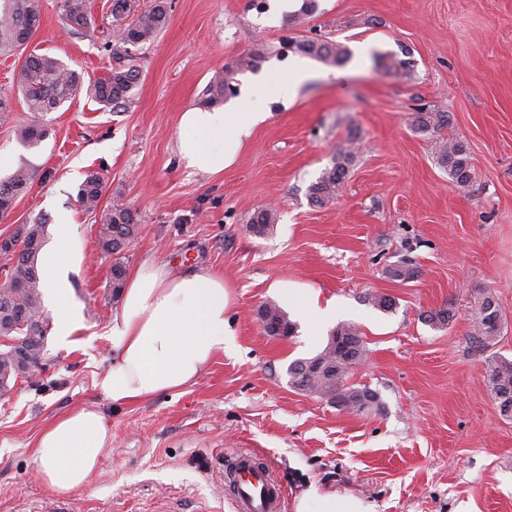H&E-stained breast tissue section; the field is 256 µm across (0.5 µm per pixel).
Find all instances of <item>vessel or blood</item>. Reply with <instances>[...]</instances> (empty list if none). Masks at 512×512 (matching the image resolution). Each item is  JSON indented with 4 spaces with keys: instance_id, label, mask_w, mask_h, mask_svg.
Listing matches in <instances>:
<instances>
[{
    "instance_id": "vessel-or-blood-1",
    "label": "vessel or blood",
    "mask_w": 512,
    "mask_h": 512,
    "mask_svg": "<svg viewBox=\"0 0 512 512\" xmlns=\"http://www.w3.org/2000/svg\"><path fill=\"white\" fill-rule=\"evenodd\" d=\"M227 485L237 512H280L281 490L271 470L253 453L241 450L235 454Z\"/></svg>"
}]
</instances>
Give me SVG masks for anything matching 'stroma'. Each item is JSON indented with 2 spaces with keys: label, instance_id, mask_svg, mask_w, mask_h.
<instances>
[{
  "label": "stroma",
  "instance_id": "35a3bbf8",
  "mask_svg": "<svg viewBox=\"0 0 512 512\" xmlns=\"http://www.w3.org/2000/svg\"><path fill=\"white\" fill-rule=\"evenodd\" d=\"M94 30L67 31L63 0H41L28 49L58 58L84 85L46 115L37 147L18 130L30 118L17 88L22 62L0 55V177L21 163L36 171L0 237L60 213L72 218L82 255L70 271L83 316L79 346L48 339L33 376L0 395V512H236L219 468L249 450L281 486V512L308 487L353 495L374 512H512V418L501 416L486 359H512V0H316L302 23L278 0H168L169 21L141 47L140 76L121 107L102 106L87 85L116 59L112 0H86ZM347 45L346 73L314 62V80L289 92L280 60L264 67L270 118L235 164L209 176L187 169L176 149L180 112L205 104L229 61L282 36ZM448 117L447 135L467 142L470 190L453 188L435 159L433 134L415 129L419 109ZM357 144L339 194L322 206L308 188L338 151ZM103 182L101 208H130L139 234L123 253L127 272L146 261L223 274L234 304L235 349L174 394L106 406L112 446L82 491L58 495L37 478L31 448L41 429L78 403H99L96 383L112 366L107 334L120 301L111 257L95 248L100 217L76 202L87 173ZM276 207L272 234L249 232L255 210ZM417 269L401 282L399 261ZM332 305L320 335L306 319L290 338L270 336L257 312L277 287ZM489 293L504 320L488 349L472 339V308ZM394 298L382 311L371 295ZM451 309L441 329L424 312ZM354 324L367 354L351 381L379 395L357 414L293 387L287 369L316 355L337 324Z\"/></svg>",
  "mask_w": 512,
  "mask_h": 512
}]
</instances>
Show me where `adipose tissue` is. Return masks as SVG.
Returning a JSON list of instances; mask_svg holds the SVG:
<instances>
[{
  "instance_id": "obj_1",
  "label": "adipose tissue",
  "mask_w": 512,
  "mask_h": 512,
  "mask_svg": "<svg viewBox=\"0 0 512 512\" xmlns=\"http://www.w3.org/2000/svg\"><path fill=\"white\" fill-rule=\"evenodd\" d=\"M261 83L243 88L226 109L191 108L178 119V153L186 168L217 175L236 160L245 140L268 117L257 104ZM80 255L69 224H59L41 258L42 287L53 311L52 334L61 347L74 346L82 327L72 300L69 268ZM232 296L223 275L178 271L149 262L126 282L109 336L114 361L99 386L113 406L139 403L193 383L218 356L229 351ZM112 442L100 408L79 404L55 416L34 448L40 482L57 494L84 489L97 474ZM294 512H374L351 495L310 488L294 501Z\"/></svg>"
}]
</instances>
